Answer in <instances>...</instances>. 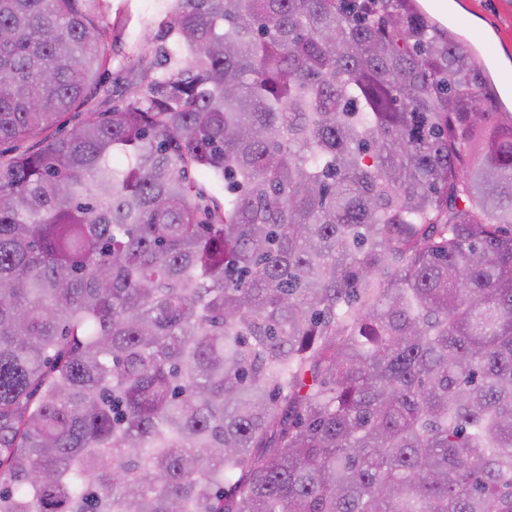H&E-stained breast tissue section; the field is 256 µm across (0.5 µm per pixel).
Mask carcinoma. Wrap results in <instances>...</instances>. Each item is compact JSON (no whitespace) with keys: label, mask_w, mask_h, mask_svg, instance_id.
<instances>
[{"label":"carcinoma","mask_w":512,"mask_h":512,"mask_svg":"<svg viewBox=\"0 0 512 512\" xmlns=\"http://www.w3.org/2000/svg\"><path fill=\"white\" fill-rule=\"evenodd\" d=\"M163 24L147 93L0 157V512H512L478 57L415 0ZM110 38L103 0H0V143L83 106ZM196 191L200 193L202 199L206 200L210 205L213 202L224 205V187L213 183L209 178L199 171L190 174Z\"/></svg>","instance_id":"1"}]
</instances>
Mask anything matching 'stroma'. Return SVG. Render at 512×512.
<instances>
[{
  "label": "stroma",
  "instance_id": "obj_1",
  "mask_svg": "<svg viewBox=\"0 0 512 512\" xmlns=\"http://www.w3.org/2000/svg\"><path fill=\"white\" fill-rule=\"evenodd\" d=\"M451 6V31L474 47L492 50V73L506 85L504 100L512 109V0H447ZM107 20L118 27L105 47L104 88L91 92L83 109L62 117L56 132L64 135L80 125L86 111L103 112L146 92L165 69L162 51L173 38L162 27V0H108Z\"/></svg>",
  "mask_w": 512,
  "mask_h": 512
}]
</instances>
